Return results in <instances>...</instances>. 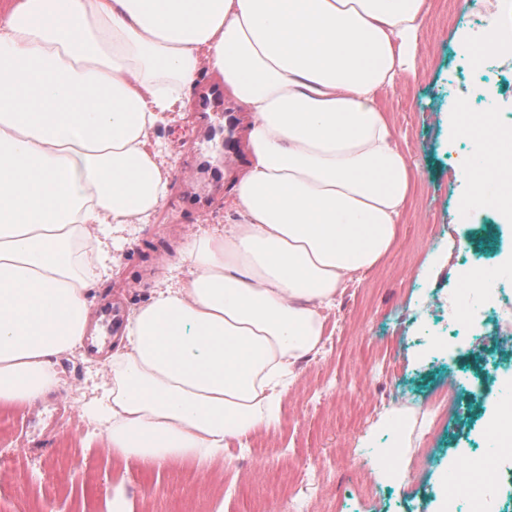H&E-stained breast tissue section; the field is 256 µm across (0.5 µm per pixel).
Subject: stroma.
Returning <instances> with one entry per match:
<instances>
[{"mask_svg":"<svg viewBox=\"0 0 512 512\" xmlns=\"http://www.w3.org/2000/svg\"><path fill=\"white\" fill-rule=\"evenodd\" d=\"M462 2L452 0L451 21L440 0H427L415 72L385 95L395 138L416 169L397 245L326 310L319 353L297 364L280 421L252 436L255 451L242 453L232 439L223 455L151 469L114 455L86 409L108 382L122 342L112 336L96 353L78 343L54 359L58 392L0 407L16 419L14 431L0 434V454L13 457L0 470V512H27L32 502L43 512H112L118 493L132 512H173L178 502L187 512H299L298 494L305 498L300 512H443L452 470L471 488L453 512H482L480 475L488 465L502 470L501 512H512V453L483 444L506 394L499 376L512 369V335H499L490 313L462 330L448 323V300L462 293L466 267L512 273V218L478 211L463 224L457 217V157L478 142L501 148L499 131L512 125V62L476 67L461 55L459 41L487 19ZM461 99L470 109L460 119L473 135L452 144L448 114ZM489 108L497 114L491 125L481 120ZM248 121L243 107L228 102L204 123L177 111L155 126L150 139L171 170L167 222L114 230L113 274L90 290L92 310L110 301L131 317L156 290L185 282L183 244L228 223L231 187L248 162ZM452 380L460 384V410L439 421L434 462L408 483L419 439L389 412L421 409ZM383 453L386 469H372ZM307 459L316 464L312 480L302 466Z\"/></svg>","mask_w":512,"mask_h":512,"instance_id":"1","label":"stroma"}]
</instances>
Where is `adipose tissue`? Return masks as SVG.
Returning <instances> with one entry per match:
<instances>
[{"label":"adipose tissue","mask_w":512,"mask_h":512,"mask_svg":"<svg viewBox=\"0 0 512 512\" xmlns=\"http://www.w3.org/2000/svg\"><path fill=\"white\" fill-rule=\"evenodd\" d=\"M426 0H0V405L54 391L108 272L91 232L158 211L149 134L201 70L251 115L236 219L128 321L92 409L113 452L202 460L277 425L322 311L396 245L412 185L382 100ZM512 155L476 145L459 214Z\"/></svg>","instance_id":"obj_1"}]
</instances>
